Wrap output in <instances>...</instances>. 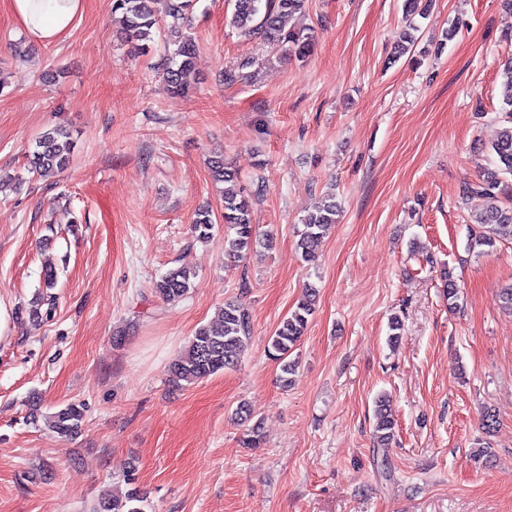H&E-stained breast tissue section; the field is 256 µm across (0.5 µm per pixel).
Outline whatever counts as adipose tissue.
Wrapping results in <instances>:
<instances>
[{
  "instance_id": "obj_1",
  "label": "adipose tissue",
  "mask_w": 512,
  "mask_h": 512,
  "mask_svg": "<svg viewBox=\"0 0 512 512\" xmlns=\"http://www.w3.org/2000/svg\"><path fill=\"white\" fill-rule=\"evenodd\" d=\"M8 5L29 36L51 42L73 27L83 0H8Z\"/></svg>"
}]
</instances>
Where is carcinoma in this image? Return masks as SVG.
Listing matches in <instances>:
<instances>
[{"label": "carcinoma", "mask_w": 512, "mask_h": 512, "mask_svg": "<svg viewBox=\"0 0 512 512\" xmlns=\"http://www.w3.org/2000/svg\"><path fill=\"white\" fill-rule=\"evenodd\" d=\"M158 0H112V14L121 15V35L125 41L136 44L137 49L147 50L152 30L157 28L158 18L153 4ZM165 12L172 19L168 27L170 36L177 45L174 66L162 73V81L168 90L184 93L191 87L194 71L196 44L184 35L181 24L192 12L196 0H163ZM307 0H233L231 24L244 37L259 36L272 46H288L298 58L310 55L313 44V30L307 27L291 28L289 19L302 12ZM503 103L512 108V59L508 60L502 72ZM74 141L70 132L56 126L43 132L35 142V150L28 155L30 172L42 179H48L66 169L71 161ZM497 170L474 184L462 189V197H480L494 200L502 176H512V126L501 132L491 145ZM211 177L216 183L225 184L222 207L224 223L230 225L234 235L224 237V258L238 262L259 246L270 245L271 238H261L250 224V196L237 190L238 174L224 160L215 156L208 161ZM339 210L333 197L329 196L315 212L302 219L303 230L297 242L301 258L314 261L316 249L325 228L336 223ZM478 234L471 245L489 249L501 240H512V208L491 205L476 218ZM199 240L212 235L214 223L209 210L196 212L192 225ZM196 273L186 267H174L155 283L154 291L168 302L183 299L194 285ZM317 290L312 284L306 288V296L290 314L284 317L270 337L268 354L280 363V382L286 387L295 373L297 362L288 359L304 336L309 317L314 313ZM251 318L247 308L235 301L224 303L218 318L196 329L187 347L170 365V375L176 384L196 381L234 367L251 338ZM235 416L245 426L242 444L246 448H259L264 443L261 423L251 422L247 405L241 403L235 409ZM85 419L84 405L68 402L46 417L50 430L59 438H72L81 431ZM396 419L392 413L390 399L382 395L376 401L374 437L377 447L387 448L395 435ZM145 497L134 487L125 494H114L100 499L91 512H144Z\"/></svg>", "instance_id": "obj_1"}]
</instances>
